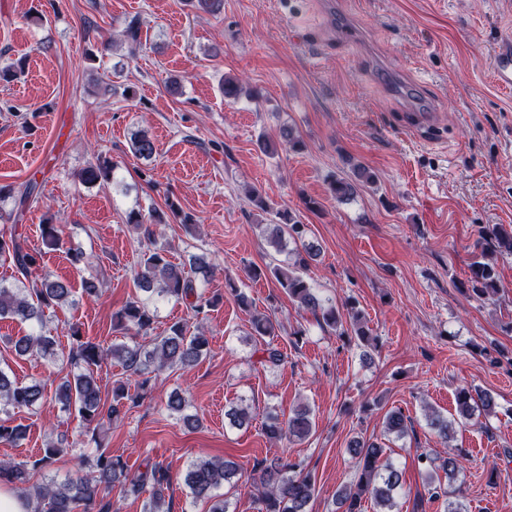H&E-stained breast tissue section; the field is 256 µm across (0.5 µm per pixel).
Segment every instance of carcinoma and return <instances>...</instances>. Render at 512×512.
<instances>
[{"label": "carcinoma", "mask_w": 512, "mask_h": 512, "mask_svg": "<svg viewBox=\"0 0 512 512\" xmlns=\"http://www.w3.org/2000/svg\"><path fill=\"white\" fill-rule=\"evenodd\" d=\"M131 151L142 159H151L156 147L154 141L144 132L131 140ZM116 164L107 157H98L96 163L83 169L81 178L88 184L115 183ZM375 173L363 166L353 168L349 178H338L331 183L332 195L343 202L356 193L363 184H372ZM38 192V184L30 181L21 191L10 185H0V202L13 200L14 210L21 213L31 198ZM127 223L138 231L145 241V250L134 283L140 295L127 302L113 313L114 326L132 336H146L153 329L158 304L174 300L187 301L195 316L205 320L208 308L215 302L207 297L199 286L213 279L216 266L204 254H190L183 263L170 260L168 250L157 245L153 227L166 223V214L156 209L142 213L139 209L129 211ZM264 232L268 243L275 251H282L288 239H300L303 225L290 218L282 224H266ZM496 243L499 251L512 255V227L502 225L482 230L475 247L484 248ZM65 245L63 230L59 224L40 226V245L30 247L27 240L14 231L0 232V265H7L14 272V282L0 280V320L13 319L29 322L33 330L9 340L11 351L17 357L36 355L47 361L57 359L55 338L44 331L45 313L74 304L72 288L66 281L51 276L36 275L34 271L44 250H59ZM319 255V248L313 243L304 245V254L287 265L266 266L261 270L253 267L247 270L251 278L273 277L289 299L298 307L311 312L318 321L340 328L339 335L354 334L366 348L373 347L370 334L363 322L361 311L350 306L348 318L350 328L343 325V316L330 299L320 296L307 281L304 270L309 262ZM486 253L470 264L471 291L485 300L494 299L498 291L493 265L485 261ZM250 336L264 338L274 334L273 322L264 317L252 320ZM72 346L67 364L57 369L59 382L55 397L62 408L79 420L78 436H96L103 421L117 422L125 408H133L139 396L129 393L126 386L118 382L112 386V401L102 398V386L98 367L107 360L121 363L130 373L141 377L140 387L165 370L175 367L191 368L209 352V339L204 329L190 334L184 325L174 323L165 334L153 338L148 344H116L104 348L90 340H83L79 327L71 328ZM44 388L34 382L22 384L0 368V443L15 444L26 436V427L11 420V411L20 408L31 409L40 405ZM457 417L449 420L440 414H426L428 425L443 440L454 426L471 420L476 412L491 413L495 408L494 397L485 391L472 387H461L456 394ZM167 411L176 416L187 428L199 424L197 417L186 413V401L178 392L168 395L165 402ZM412 427L411 418L397 408L386 415L387 433L400 438ZM313 430L311 412L301 408L292 413L288 420L281 421L271 414L265 425V433L274 440H303ZM79 441L68 442L62 437L46 443L41 456L33 461L32 468H44L52 464L66 448L75 447ZM348 451L356 460V473L349 483L336 491L339 512H362L365 501L371 500L381 512H394L396 497L403 488V473L391 462H381L386 449L371 439L355 437L349 443ZM467 453L463 448H454L445 456L431 450L417 454L419 469L428 486L430 498L438 500L448 497V489L439 484V474L448 481L456 480L461 471V462ZM88 474L76 479L50 481L45 484L30 483V471L21 464L0 460V484L15 489L20 496L33 502L35 512H93L97 502L112 492V486L120 484L132 492L151 487L144 505V512H165V490L170 485L168 470L156 463L143 471H131L120 457L100 454L89 464ZM239 465L228 458L199 459L190 463L184 474V484L194 500L209 504L208 512H230L227 497L216 494L225 483H232L238 475ZM250 487L258 512H307L310 502L317 494V483L311 470L300 461H287L279 457L255 460L250 476Z\"/></svg>", "instance_id": "cac0c4a2"}]
</instances>
